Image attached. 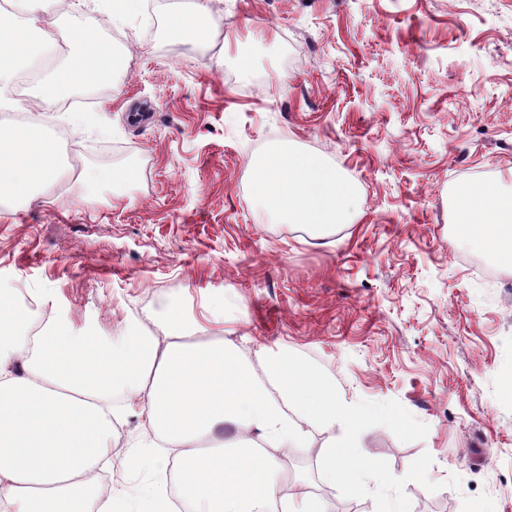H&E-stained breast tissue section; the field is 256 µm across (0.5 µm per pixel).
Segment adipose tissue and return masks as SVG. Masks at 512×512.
Segmentation results:
<instances>
[{
	"mask_svg": "<svg viewBox=\"0 0 512 512\" xmlns=\"http://www.w3.org/2000/svg\"><path fill=\"white\" fill-rule=\"evenodd\" d=\"M42 2L24 0L21 21L0 15V80L49 39ZM209 22L204 0H194L170 14L168 34L197 39ZM70 46L67 63L41 87L44 103L68 88L97 87L126 66L88 32L74 31ZM254 173L255 205L319 238L347 223L357 202L336 168L287 144L257 160ZM59 176L57 145L36 123L0 133L1 204L53 200ZM459 206L470 247L511 267L512 193L468 187ZM40 317L30 334V311L0 290V512H173L177 500L186 512H331L307 484L279 492L281 456L314 423L341 431L322 459L321 480L370 491L379 512H396L389 487L358 452L366 422L392 413L348 404L320 370L283 357L259 377L231 340L201 339V324L177 304L153 328L116 336L75 334L56 311ZM133 406L143 419V450L121 465L171 466L175 495L153 482L134 501L92 478L95 468L111 466L112 427Z\"/></svg>",
	"mask_w": 512,
	"mask_h": 512,
	"instance_id": "adipose-tissue-1",
	"label": "adipose tissue"
}]
</instances>
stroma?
<instances>
[{
    "instance_id": "obj_1",
    "label": "stroma",
    "mask_w": 512,
    "mask_h": 512,
    "mask_svg": "<svg viewBox=\"0 0 512 512\" xmlns=\"http://www.w3.org/2000/svg\"><path fill=\"white\" fill-rule=\"evenodd\" d=\"M192 2L46 0L55 57L16 107L67 175L0 206V286L109 335L180 303L258 371L287 353L395 412L360 454L405 512H512V269L474 285L457 232L461 188L512 186V0H210L203 40L170 39ZM76 27L126 68L38 109ZM284 143L355 185L351 223L317 240L254 209L251 162ZM92 167L134 178L91 201ZM332 439L309 426L284 481L319 487Z\"/></svg>"
}]
</instances>
